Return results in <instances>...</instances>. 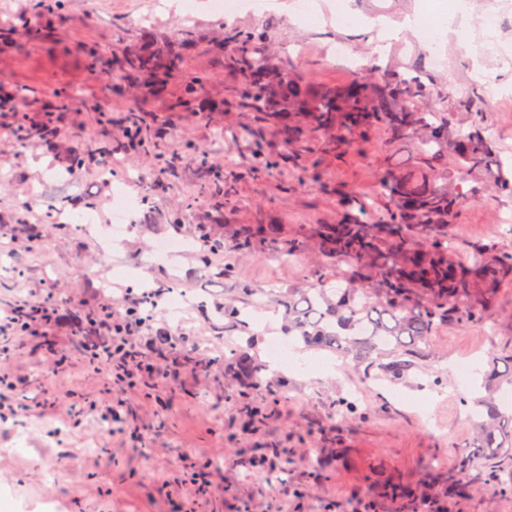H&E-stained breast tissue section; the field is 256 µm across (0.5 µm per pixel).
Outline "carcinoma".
<instances>
[{"label": "carcinoma", "mask_w": 512, "mask_h": 512, "mask_svg": "<svg viewBox=\"0 0 512 512\" xmlns=\"http://www.w3.org/2000/svg\"><path fill=\"white\" fill-rule=\"evenodd\" d=\"M229 41L236 53L224 55L222 45L216 53L224 66L241 72L242 104L257 112L262 124L277 127L283 142L282 154L255 143L252 175L269 173L283 156L294 159L308 152L319 133L334 135L332 148L338 155L351 147L356 133L382 131L394 140L412 136L420 140L416 155L396 156L378 176L388 205L384 222H364L355 213V200L343 194L338 223L314 225L312 234L326 269H338L346 262L354 269L336 275L334 286L326 275L318 285L290 288L280 299L288 311V335L296 342L351 355L368 369L392 377L404 374L410 363L403 356L422 354L448 320L469 322L478 308L492 303L499 284L512 279V261L489 247H476L473 263L460 270L448 263V225L466 192L463 182L448 179L444 159L453 156L462 168L510 197L512 174L496 160L485 127L473 120L455 122L436 106L424 104L428 95L420 71L408 80L370 76L308 93L257 47L253 33L235 31ZM116 65L130 75L149 73L145 94L160 96L180 73L182 52L174 46L128 52L116 58ZM130 128L137 147L157 148L136 120H131ZM87 151L97 154V163L108 162L112 139L95 142ZM236 178L221 174L201 186L218 218L232 204L224 183ZM14 232L33 249L46 246L21 214ZM234 247L255 256L271 252L296 256L303 242H282L276 224H245ZM472 297L475 304H462ZM500 363L484 376L485 394L474 399L479 412L473 451L459 459L458 477L448 482L450 486L465 480L481 460L512 462V413L503 412L495 397L498 389L512 387V355ZM231 364L238 377L261 380L262 366L248 356L241 354Z\"/></svg>", "instance_id": "carcinoma-1"}]
</instances>
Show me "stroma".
Masks as SVG:
<instances>
[{
    "label": "stroma",
    "instance_id": "obj_1",
    "mask_svg": "<svg viewBox=\"0 0 512 512\" xmlns=\"http://www.w3.org/2000/svg\"><path fill=\"white\" fill-rule=\"evenodd\" d=\"M454 2L350 0V6L399 21L447 17ZM463 27L469 42L488 40L491 49L477 58L448 37L445 65L433 69L420 28L404 30L380 57L366 27L343 24L336 0H327L313 22L276 10L230 21L201 10L187 20L164 0H62L58 9L48 0H0V90L15 96L0 108V220L12 215L15 200L37 193L41 202L25 220L40 225L49 240L42 250L19 248L10 229L1 228L0 258L15 260L24 297H54L68 318L80 302L102 298L123 311L136 288L114 279V266L133 267L159 237H188L195 224L211 225L228 246L241 225L259 221L280 225L282 238L308 240L313 225L337 223L343 192L364 199L369 221L381 223L386 210L375 192L378 174L397 149L413 152L415 141L399 148L371 132L340 158L318 139L297 161L251 175L250 132L260 130L270 151L279 150L281 137L239 103L238 71L215 61V45L233 52L225 37L236 30L255 33L266 54L318 91L388 70L407 78L427 65L424 82L437 108L462 115L465 101H478L476 118L497 155L512 160V10L471 0ZM145 31L158 46L195 41L161 97L144 95L114 64L116 55L142 47ZM331 43L341 55L326 56ZM190 76L204 83L196 103L182 107ZM132 112L159 150L116 151L107 179L91 160L63 173L64 155L101 133L120 140ZM198 147L212 164L230 163L239 174L233 205L218 220L198 191L204 180ZM167 164L177 168V178L163 193L148 194L146 177ZM118 192L140 206L135 229L108 257L97 237L56 230L45 206L63 195L88 199L104 225ZM507 211L512 198L491 190L463 198L448 228L450 260L470 264L478 245L512 257V226L499 221ZM324 265L308 240L291 259L229 249L206 268L190 249L145 270L186 300L179 350H192L187 339L195 337L203 343L198 357L210 364L205 372L181 370L174 383L163 376L174 366L169 356L151 355L152 377L127 388L87 368L70 343L30 337L11 364L25 386L9 396L12 413L0 417V512H182L188 500L194 512H399L396 488L429 512H512V494L496 489L504 472L495 464L473 470L465 491L448 490L459 458L469 452L472 400L483 373L491 359L512 354V281L501 284L476 320L442 327L403 377H371L364 365L324 350L305 351L308 370H280L269 344L287 340L288 327L276 294L316 284ZM244 286L259 289L258 302L241 297ZM198 299L205 311L195 308ZM232 304L255 310V322L244 329L221 318L220 309ZM242 353L263 366L261 382L226 370V361ZM464 358L477 367L467 384L448 372ZM246 405L258 407V415L246 418Z\"/></svg>",
    "mask_w": 512,
    "mask_h": 512
}]
</instances>
